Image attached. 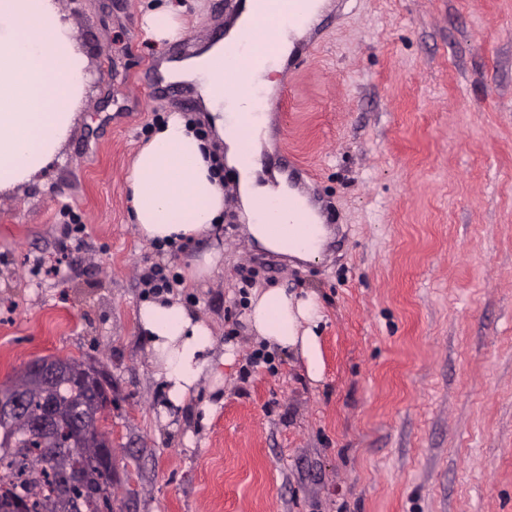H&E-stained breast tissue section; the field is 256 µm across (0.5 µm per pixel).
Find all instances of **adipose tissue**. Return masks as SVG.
Segmentation results:
<instances>
[{
	"label": "adipose tissue",
	"instance_id": "adipose-tissue-1",
	"mask_svg": "<svg viewBox=\"0 0 512 512\" xmlns=\"http://www.w3.org/2000/svg\"><path fill=\"white\" fill-rule=\"evenodd\" d=\"M270 17L243 13L228 36L197 56L162 64L165 80L191 84L211 115L213 136L197 131L181 113H171L136 156L126 193L138 232L146 240L181 243L211 232L224 212V188L212 172L215 142L226 146V162L239 173V195L250 218L247 230L256 243L304 260L318 257L326 230L313 223L305 201L284 206L289 190L257 185L261 127L238 128L224 122V68L229 54L247 45L261 46L273 24L288 12V0H276ZM281 38L278 61L260 67L254 79L258 95L239 99L242 118L267 109L265 93L272 73L288 55ZM87 61L73 31L58 15L55 0H0V194L30 183L57 160L85 86ZM315 294L284 288L255 293L248 320L258 336L282 351L299 353L311 380L322 377L319 338L322 320ZM141 333L162 379L170 406L181 407L202 381L224 383L235 362L232 351L216 353L205 320L164 294L144 301L138 312Z\"/></svg>",
	"mask_w": 512,
	"mask_h": 512
}]
</instances>
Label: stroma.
I'll return each mask as SVG.
<instances>
[{"label": "stroma", "mask_w": 512, "mask_h": 512, "mask_svg": "<svg viewBox=\"0 0 512 512\" xmlns=\"http://www.w3.org/2000/svg\"><path fill=\"white\" fill-rule=\"evenodd\" d=\"M169 5L167 54L223 37L221 0H56L90 79L59 161L0 195V382L41 356L102 366L113 512H512V0H359L324 18L259 174L276 183L295 158L333 205L316 263L254 245L229 170L215 234L164 253L139 235L137 151L162 117H201L191 86L133 92L155 57L145 16ZM215 247L219 272L173 295L236 364L167 411L139 277ZM245 266L254 289L316 293L321 380L251 331Z\"/></svg>", "instance_id": "stroma-1"}]
</instances>
